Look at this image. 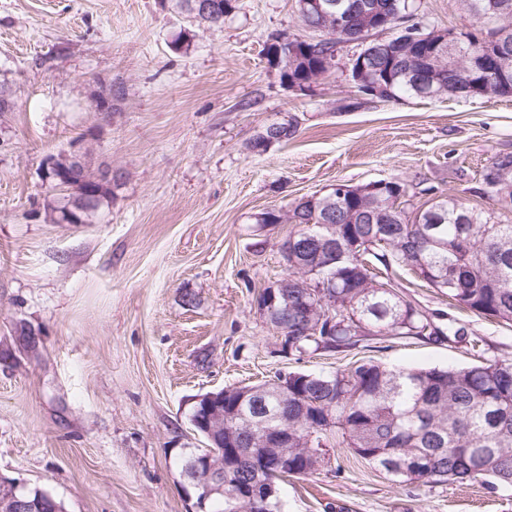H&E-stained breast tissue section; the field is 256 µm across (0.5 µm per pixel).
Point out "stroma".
Instances as JSON below:
<instances>
[{
    "instance_id": "stroma-1",
    "label": "stroma",
    "mask_w": 512,
    "mask_h": 512,
    "mask_svg": "<svg viewBox=\"0 0 512 512\" xmlns=\"http://www.w3.org/2000/svg\"><path fill=\"white\" fill-rule=\"evenodd\" d=\"M416 3L430 30L489 26L461 0ZM187 29L189 48H176ZM301 31L297 0H237L218 29L191 28L166 0H0V88L13 100L0 113V474L50 489L67 512H191L179 459L205 445L188 418L196 394L358 360L512 359V326L462 315L409 272L405 299L464 317L478 345L279 354L255 297L282 278L292 227L257 213L383 179L407 184L411 214L441 195L491 211L482 171L512 154V97L370 100L346 77L354 43L337 44L334 72L308 93L286 88L262 48ZM108 85L102 122L94 96ZM290 118L292 139L245 151L257 128ZM79 139L120 186L91 223L54 224L42 161ZM281 494L288 512H512V486L398 483L346 452Z\"/></svg>"
}]
</instances>
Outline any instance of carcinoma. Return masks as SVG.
<instances>
[{
	"mask_svg": "<svg viewBox=\"0 0 512 512\" xmlns=\"http://www.w3.org/2000/svg\"><path fill=\"white\" fill-rule=\"evenodd\" d=\"M386 7L390 17L389 40L401 42L409 55L415 44L431 41L421 23H407L412 0H369ZM476 19L497 23L507 32L490 52L498 68L512 83V0H462ZM197 26L222 27L197 17V0H175ZM322 38L301 42L303 35H274L282 45L296 44L293 60L270 66L280 78L300 92L318 83L327 72L341 33L336 13L319 18ZM481 76L461 71L442 55L432 63L431 82L424 84L382 54L361 93L381 101L403 97L458 98V85L478 82ZM482 181L494 187L488 197L512 207V155L495 157L482 173ZM45 216L57 224H78L84 210H99L112 200L107 189L78 204L56 189ZM336 189L308 198L286 212L268 210L258 224H298L296 232L308 245L295 251L303 266L288 264L276 282L288 291V310L281 312L288 333L282 350L290 356L321 352L342 353L363 344L416 338L441 342L463 338L465 326L443 330L437 312H429L405 299L393 282V268L411 271L431 288L448 290L459 307L512 326V224L493 220L492 214L470 207L455 197L442 196L420 224H391L383 229L363 215L380 207L378 194L365 192L356 200L334 198ZM342 202V213L329 202ZM336 235V263L326 265L325 246L319 240ZM310 274L311 287L294 288L292 282ZM332 310L336 323L313 332L324 308ZM284 379L288 398L276 396L275 383ZM252 389L261 397L239 401L244 388H224V430L235 432L245 424L266 420L277 424L288 418V447L267 448V465L258 471L250 462L224 467V495H213L206 512H287L279 492L265 502L250 504L239 498L241 487L256 476L280 471L278 480L306 478L322 470L329 451L340 448L354 454L387 475L411 482L444 483L481 481L487 485L512 486V359H498L464 368L405 369L363 360L350 369L331 374L277 373ZM22 498L44 503L49 512L63 504L49 490L28 487Z\"/></svg>",
	"mask_w": 512,
	"mask_h": 512,
	"instance_id": "cac0c4a2",
	"label": "carcinoma"
}]
</instances>
